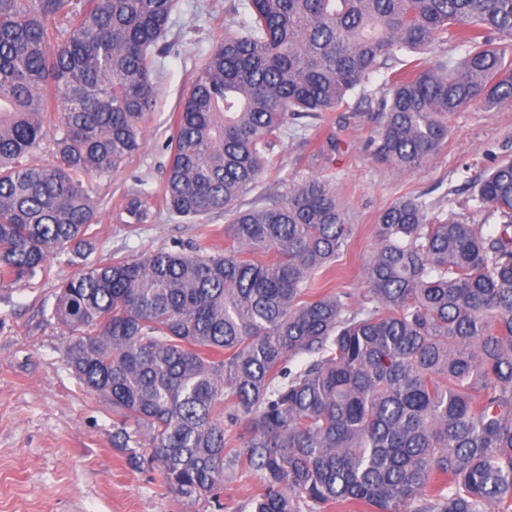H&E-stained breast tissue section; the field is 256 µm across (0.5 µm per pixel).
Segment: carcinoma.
Returning <instances> with one entry per match:
<instances>
[{
	"mask_svg": "<svg viewBox=\"0 0 512 512\" xmlns=\"http://www.w3.org/2000/svg\"><path fill=\"white\" fill-rule=\"evenodd\" d=\"M176 0H0V281L93 246L84 185L142 147ZM174 118L170 215L228 213L229 246L160 250L58 286L66 361L112 405L117 448L147 441L167 486L217 505L224 471L256 472L251 512H512V160L477 184L490 232L405 197L376 224L358 303L314 291L354 234L326 183L258 187L288 116L334 112L385 84L376 159L410 174L448 116L512 102V0H245ZM67 22L66 39L51 28ZM457 42L464 53L432 56ZM56 124L49 127L48 117ZM52 138L56 161L29 160ZM125 213L149 217L138 195ZM305 355L302 368L288 360ZM229 419L247 437L228 447ZM133 430H128V427Z\"/></svg>",
	"mask_w": 512,
	"mask_h": 512,
	"instance_id": "obj_1",
	"label": "carcinoma"
}]
</instances>
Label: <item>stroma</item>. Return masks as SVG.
Returning a JSON list of instances; mask_svg holds the SVG:
<instances>
[{"instance_id": "obj_1", "label": "stroma", "mask_w": 512, "mask_h": 512, "mask_svg": "<svg viewBox=\"0 0 512 512\" xmlns=\"http://www.w3.org/2000/svg\"><path fill=\"white\" fill-rule=\"evenodd\" d=\"M242 0H178L161 45L158 98L141 130L142 148L118 171L87 181L100 213L96 247L77 257L58 250L46 270L26 283L0 282V512H250L262 490L258 475L224 474L221 504L170 491L148 458L131 465L113 447L111 405L87 390L66 363L70 337L53 316L59 282L84 267L196 243L224 249L226 215L194 222L167 212L162 193L174 133V113L188 93L201 58L229 34ZM386 77L374 73L364 91L350 93L333 112L289 120L255 192L267 193L319 179L334 187L355 226L352 241L330 275L326 291L360 298L363 268L375 248L380 214L414 196L481 223L474 186L494 163L512 159V104H474L448 118L439 153L410 174L375 161L369 140L377 128L376 98ZM143 196L152 218L125 223L124 204Z\"/></svg>"}]
</instances>
